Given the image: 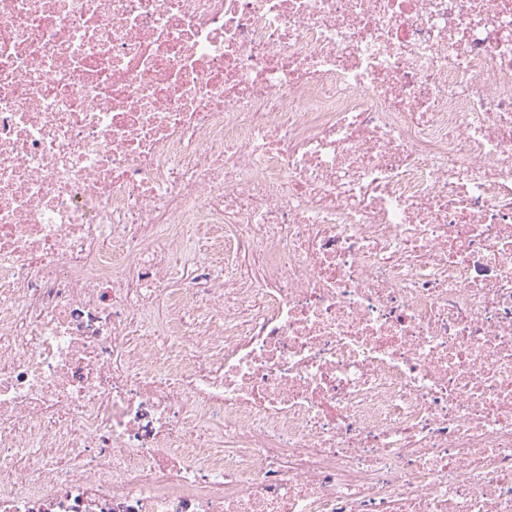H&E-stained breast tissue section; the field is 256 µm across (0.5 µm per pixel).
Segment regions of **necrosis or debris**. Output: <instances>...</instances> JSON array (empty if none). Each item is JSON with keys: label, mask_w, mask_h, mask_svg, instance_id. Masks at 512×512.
<instances>
[{"label": "necrosis or debris", "mask_w": 512, "mask_h": 512, "mask_svg": "<svg viewBox=\"0 0 512 512\" xmlns=\"http://www.w3.org/2000/svg\"><path fill=\"white\" fill-rule=\"evenodd\" d=\"M0 512H512V0H0Z\"/></svg>", "instance_id": "4bbe7bcc"}]
</instances>
